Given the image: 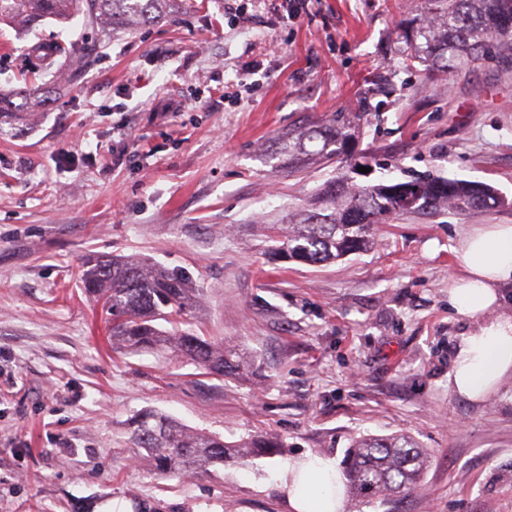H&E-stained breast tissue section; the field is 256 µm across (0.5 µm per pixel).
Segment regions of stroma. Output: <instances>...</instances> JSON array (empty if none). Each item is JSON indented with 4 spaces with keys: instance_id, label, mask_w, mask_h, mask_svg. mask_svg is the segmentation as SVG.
I'll list each match as a JSON object with an SVG mask.
<instances>
[{
    "instance_id": "stroma-1",
    "label": "stroma",
    "mask_w": 512,
    "mask_h": 512,
    "mask_svg": "<svg viewBox=\"0 0 512 512\" xmlns=\"http://www.w3.org/2000/svg\"><path fill=\"white\" fill-rule=\"evenodd\" d=\"M415 3L187 0L175 21L105 37L45 110L0 114V512H290L280 468L397 434L431 454L421 483L354 512H512V378L478 405L448 390L469 328L448 305L452 247L512 224V71L411 58L398 35ZM32 41L0 22V89L22 84ZM304 119L347 126L346 162L282 168L278 137ZM423 174L505 204L397 216L324 265L269 253L262 225L326 181ZM112 256L188 279L187 328L254 372L112 344L79 281ZM146 409L286 450L163 476L129 442Z\"/></svg>"
}]
</instances>
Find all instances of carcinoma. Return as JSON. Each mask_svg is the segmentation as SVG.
Here are the masks:
<instances>
[{
	"label": "carcinoma",
	"mask_w": 512,
	"mask_h": 512,
	"mask_svg": "<svg viewBox=\"0 0 512 512\" xmlns=\"http://www.w3.org/2000/svg\"><path fill=\"white\" fill-rule=\"evenodd\" d=\"M181 9V0H0V21L18 31H29L46 20L64 22L81 15L91 30L129 29L142 21L170 22ZM417 34L425 45L414 48V57L431 67L450 72L464 62L484 59V48L495 43L503 62L512 65V0H419ZM100 47L90 41L78 51L57 42H36L28 48L41 74L63 71L66 83H79L87 57ZM49 90L26 83L0 92V112L44 109ZM349 133L334 123L302 122L279 138L280 155L296 172L311 160L332 162L345 152ZM410 197L413 205L400 206ZM504 200L493 188L440 177H419L394 184L351 188L342 181L326 182L309 208L288 218L286 224H266L272 253L310 265L334 261L368 250L376 225L391 216L433 214L443 208L485 213ZM83 288L102 303L112 321V340L132 350L168 349L193 361L208 374L237 375L247 364L237 350L213 343L189 330L171 333L156 321L169 323L187 315L199 302L196 289L186 279L155 264L129 259L98 258L83 270ZM130 441L150 454L155 470L163 475H183L224 464L245 461L266 448L278 452L277 439L253 438L228 445L205 433H189L171 418L152 410L134 421ZM430 463L428 453L410 436H369L347 450L341 480L352 500L360 503L385 500L413 491Z\"/></svg>",
	"instance_id": "carcinoma-1"
}]
</instances>
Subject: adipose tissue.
Segmentation results:
<instances>
[{"label":"adipose tissue","mask_w":512,"mask_h":512,"mask_svg":"<svg viewBox=\"0 0 512 512\" xmlns=\"http://www.w3.org/2000/svg\"><path fill=\"white\" fill-rule=\"evenodd\" d=\"M460 271L448 282V304L472 328L457 346L448 386L469 403L485 402L512 376V315L500 312L512 286V224H475L457 242ZM292 512H343L335 463L307 457L277 475Z\"/></svg>","instance_id":"ef3b65f1"}]
</instances>
